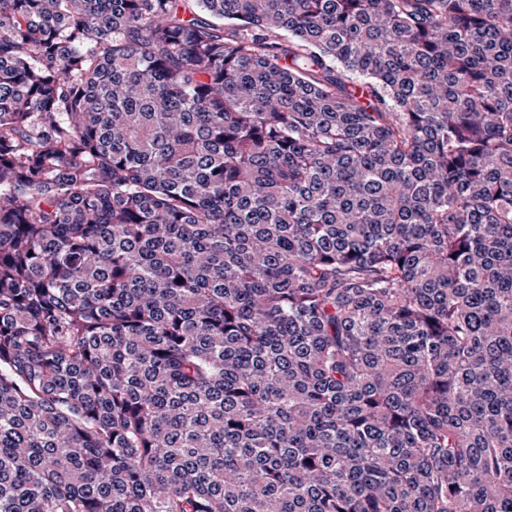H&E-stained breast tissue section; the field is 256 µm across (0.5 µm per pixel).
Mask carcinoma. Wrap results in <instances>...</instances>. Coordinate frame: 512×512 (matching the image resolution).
Instances as JSON below:
<instances>
[{"mask_svg":"<svg viewBox=\"0 0 512 512\" xmlns=\"http://www.w3.org/2000/svg\"><path fill=\"white\" fill-rule=\"evenodd\" d=\"M0 512H512V0H0Z\"/></svg>","mask_w":512,"mask_h":512,"instance_id":"obj_1","label":"carcinoma"}]
</instances>
